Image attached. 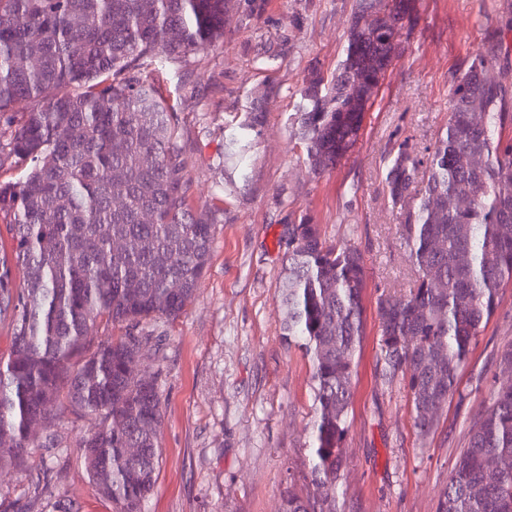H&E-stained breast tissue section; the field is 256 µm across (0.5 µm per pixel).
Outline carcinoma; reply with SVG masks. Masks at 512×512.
Masks as SVG:
<instances>
[{
	"instance_id": "cac0c4a2",
	"label": "carcinoma",
	"mask_w": 512,
	"mask_h": 512,
	"mask_svg": "<svg viewBox=\"0 0 512 512\" xmlns=\"http://www.w3.org/2000/svg\"><path fill=\"white\" fill-rule=\"evenodd\" d=\"M231 0H0V222L12 260H0V320L12 351L0 359V467L21 461L49 407L65 395L96 415L82 440L97 492L141 512L159 464L157 381L132 365L147 319L176 318L205 274L212 225L187 199L188 159L153 82V64L207 52L224 39ZM413 0H356L345 58L329 79L304 88L300 131L310 168L336 166L358 138L365 105L355 72L382 80L399 55L389 22L411 21ZM39 54L37 65L30 58ZM479 54L455 79L448 125L425 171L406 154L388 174L417 272L406 296L382 295L377 313L382 376L404 381L414 425L428 437L456 392L471 345L512 286V84L485 79ZM278 296L283 335L310 367L313 419L307 478L285 491L282 512H348L337 481L352 397L354 359L365 336L363 259L328 244L315 224L288 225ZM25 271L14 285L10 262ZM128 333L79 361L97 321ZM438 512H512V384L494 389L471 429Z\"/></svg>"
}]
</instances>
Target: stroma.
<instances>
[{"label": "stroma", "instance_id": "obj_1", "mask_svg": "<svg viewBox=\"0 0 512 512\" xmlns=\"http://www.w3.org/2000/svg\"><path fill=\"white\" fill-rule=\"evenodd\" d=\"M355 0H234L224 40L207 53L156 66L151 77L174 113L188 162V201L212 225L197 299L176 319L156 317L136 374L158 379L161 462L142 512H276L286 487L307 493L309 364L282 336L278 298L286 228L317 225L364 262L366 335L338 493L351 512H436L441 490L512 371V288L482 326L428 438L402 382L381 374L376 302L408 294L416 272L386 176L398 153L426 162L448 123L454 80L476 55L499 50L493 70L512 82V0H416L401 53L372 97L360 138L336 167L311 174L298 123L309 73L343 59ZM95 424L66 408L28 449L0 468V512H120L99 496L79 446Z\"/></svg>", "mask_w": 512, "mask_h": 512}]
</instances>
